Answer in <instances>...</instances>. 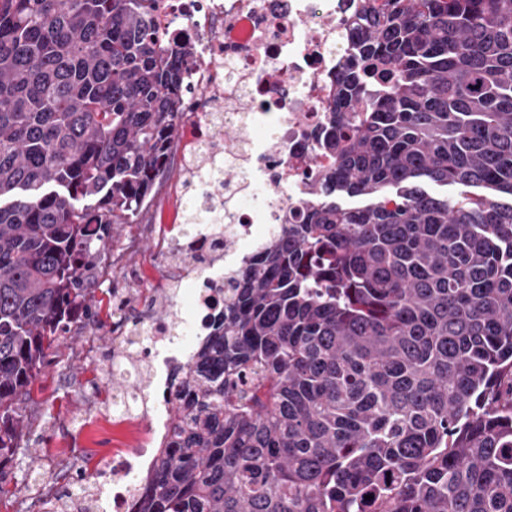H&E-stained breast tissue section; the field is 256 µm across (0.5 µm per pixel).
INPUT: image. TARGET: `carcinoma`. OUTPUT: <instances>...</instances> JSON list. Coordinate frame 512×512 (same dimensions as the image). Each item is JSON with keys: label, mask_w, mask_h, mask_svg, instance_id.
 Masks as SVG:
<instances>
[{"label": "carcinoma", "mask_w": 512, "mask_h": 512, "mask_svg": "<svg viewBox=\"0 0 512 512\" xmlns=\"http://www.w3.org/2000/svg\"><path fill=\"white\" fill-rule=\"evenodd\" d=\"M148 2L0 0V481L45 350L168 172L189 47ZM350 25L330 165L232 274L138 512H512V0Z\"/></svg>", "instance_id": "carcinoma-1"}]
</instances>
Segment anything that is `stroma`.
I'll return each mask as SVG.
<instances>
[{"label":"stroma","mask_w":512,"mask_h":512,"mask_svg":"<svg viewBox=\"0 0 512 512\" xmlns=\"http://www.w3.org/2000/svg\"><path fill=\"white\" fill-rule=\"evenodd\" d=\"M171 180L155 187L150 202L132 223L118 225L95 274L93 316L79 315L65 338L47 350L32 387L29 422L13 460L0 473L6 488L0 512H29L43 492L68 495L67 468L75 459L98 470L112 463V326L137 317L136 309L117 312L114 291H148L163 296L162 282L179 267L162 254L160 226L176 206Z\"/></svg>","instance_id":"1"}]
</instances>
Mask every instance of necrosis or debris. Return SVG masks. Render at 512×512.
Wrapping results in <instances>:
<instances>
[{"label": "necrosis or debris", "mask_w": 512, "mask_h": 512, "mask_svg": "<svg viewBox=\"0 0 512 512\" xmlns=\"http://www.w3.org/2000/svg\"><path fill=\"white\" fill-rule=\"evenodd\" d=\"M353 0H155L150 19L162 33L190 34L193 53L181 65L182 110L191 155L223 145L224 131L240 129L245 183L225 212L224 198L210 204L220 223L188 234L181 216L161 233L185 258L167 284L179 298L164 320L142 307L115 331L112 364L131 378L113 402L115 425L148 418L138 453L113 459L110 469L82 478L78 498H41V512H136L145 477L169 431L167 409L174 379L191 365L208 333L209 316L224 304V278L267 244L286 214L300 213L315 170L318 133L330 114L337 63L351 46L346 33Z\"/></svg>", "instance_id": "4bbe7bcc"}]
</instances>
